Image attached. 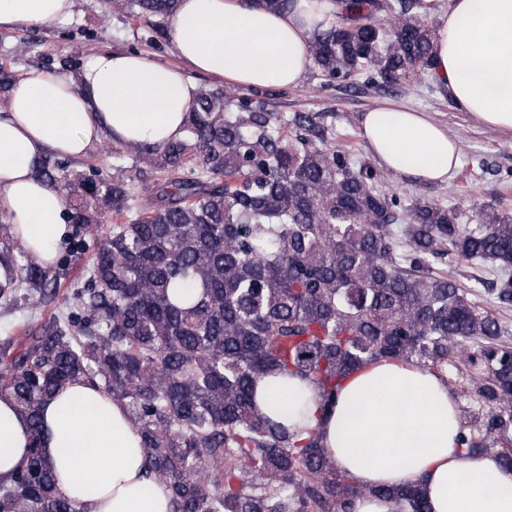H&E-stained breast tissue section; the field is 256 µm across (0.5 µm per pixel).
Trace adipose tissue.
<instances>
[{"instance_id":"1","label":"adipose tissue","mask_w":512,"mask_h":512,"mask_svg":"<svg viewBox=\"0 0 512 512\" xmlns=\"http://www.w3.org/2000/svg\"><path fill=\"white\" fill-rule=\"evenodd\" d=\"M74 0H0V29L51 25ZM334 0H295L272 11L256 0H180L167 38L181 66L143 53L87 55L77 80L30 70L0 107V215L43 268H53L72 227L62 196L38 177L50 155L81 158L102 141L160 146L187 134L194 74L247 90L297 86L313 65L312 36ZM432 75L454 108L477 124L512 131V0H448L435 17ZM360 135L386 170L444 183L460 146L427 113L399 103L364 112ZM262 404L296 431L319 428L324 450L358 484L420 483L430 512H512V470L490 453L457 445L448 381L404 361L371 363L320 412L314 387L292 379L262 389ZM43 454L58 493L83 512H172L167 484L148 476L142 439L124 404L83 380L42 408ZM28 420L0 394V480L28 460Z\"/></svg>"}]
</instances>
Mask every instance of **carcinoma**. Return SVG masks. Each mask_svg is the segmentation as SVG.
<instances>
[{
    "label": "carcinoma",
    "instance_id": "carcinoma-1",
    "mask_svg": "<svg viewBox=\"0 0 512 512\" xmlns=\"http://www.w3.org/2000/svg\"><path fill=\"white\" fill-rule=\"evenodd\" d=\"M179 0H112L121 14L165 19ZM431 0H339L312 41L329 83L395 85L431 73ZM395 18L383 27L377 16ZM16 72L0 66V103ZM325 112L283 118L256 93L202 87L187 135L163 146L119 144L115 156L168 175L162 184L92 178L46 158L40 178L70 218L116 224L84 285L50 311L58 275L36 265L0 221V312L38 322L0 340V393L31 424L26 467L0 483V512H82L60 497L40 448L42 406L66 383L122 401L148 469L173 512H352L358 496L429 512L420 486L362 487L336 468L320 431L290 432L258 404L259 381L296 378L327 410L348 376L380 361L450 368L470 405L459 448L512 469V344L450 268L493 277L512 307V213L486 205L465 225L455 208L409 205L377 187L374 169L328 147Z\"/></svg>",
    "mask_w": 512,
    "mask_h": 512
}]
</instances>
